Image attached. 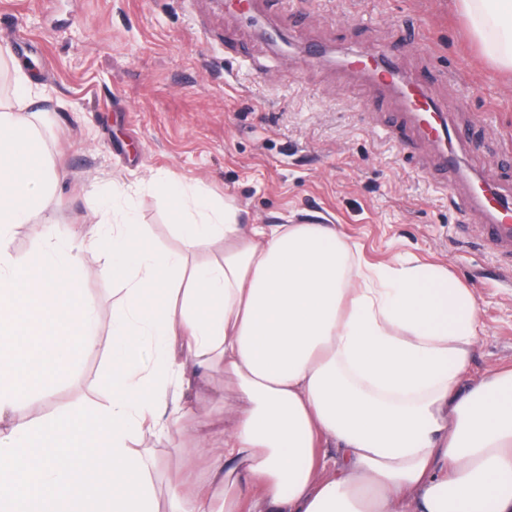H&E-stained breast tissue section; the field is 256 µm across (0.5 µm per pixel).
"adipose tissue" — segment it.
<instances>
[{
    "label": "adipose tissue",
    "mask_w": 512,
    "mask_h": 512,
    "mask_svg": "<svg viewBox=\"0 0 512 512\" xmlns=\"http://www.w3.org/2000/svg\"><path fill=\"white\" fill-rule=\"evenodd\" d=\"M457 7L485 56L512 69V0ZM38 96L18 69L0 103V512H159L137 445L180 427L218 368L231 383L223 452L205 481L171 486L169 512H512V367L467 377L472 289L441 266L370 263L327 224L238 223L232 201L175 179L180 251H156L116 190L91 236L15 256V228L59 182ZM218 243L222 258L197 262ZM102 244L100 273L121 284L112 400L16 421L98 345L76 275Z\"/></svg>",
    "instance_id": "adipose-tissue-1"
}]
</instances>
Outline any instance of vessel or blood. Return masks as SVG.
<instances>
[{
    "label": "vessel or blood",
    "instance_id": "vessel-or-blood-1",
    "mask_svg": "<svg viewBox=\"0 0 512 512\" xmlns=\"http://www.w3.org/2000/svg\"><path fill=\"white\" fill-rule=\"evenodd\" d=\"M345 65L363 76L375 89L399 96L402 102L398 118L400 126L430 143L441 165L464 184V192L453 198L457 208L463 213L480 216L482 233L493 252L512 255V196L481 188L479 180L462 166L461 139L451 132L443 108L425 94L422 81L403 77L392 63L376 57L367 61L352 58L346 60Z\"/></svg>",
    "mask_w": 512,
    "mask_h": 512
}]
</instances>
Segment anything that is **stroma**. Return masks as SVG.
Wrapping results in <instances>:
<instances>
[{"label": "stroma", "instance_id": "1", "mask_svg": "<svg viewBox=\"0 0 512 512\" xmlns=\"http://www.w3.org/2000/svg\"><path fill=\"white\" fill-rule=\"evenodd\" d=\"M0 45L47 96L40 133L62 174L46 211L55 239L91 227L110 187L149 242L179 250L168 175L233 198L243 224H332L363 257L400 255L448 268L475 291L482 333L468 375L512 366V260L493 257L479 219L448 197L433 149L391 126L400 102L346 70L349 56L392 58L429 75V95L467 134L466 165L512 188V72L482 53L455 0H0ZM104 250L82 256L80 284L100 342L16 418L39 421L108 404L111 278ZM223 371L193 395L196 416L224 427ZM194 419L146 441L166 506L172 477L204 478Z\"/></svg>", "mask_w": 512, "mask_h": 512}]
</instances>
